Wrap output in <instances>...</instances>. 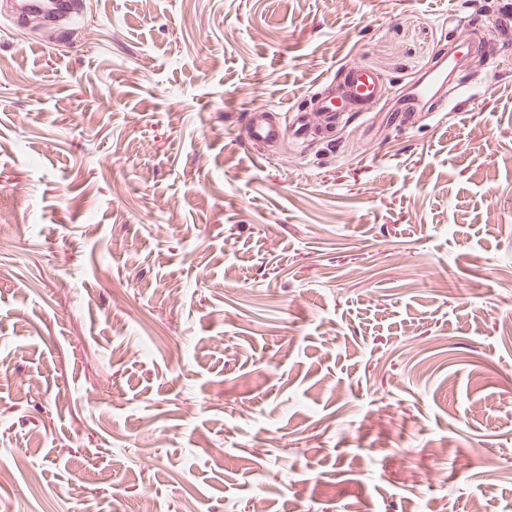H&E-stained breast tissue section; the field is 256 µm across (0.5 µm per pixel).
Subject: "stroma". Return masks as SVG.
I'll list each match as a JSON object with an SVG mask.
<instances>
[{
    "mask_svg": "<svg viewBox=\"0 0 512 512\" xmlns=\"http://www.w3.org/2000/svg\"><path fill=\"white\" fill-rule=\"evenodd\" d=\"M0 0V512H512V0ZM352 63L332 141L241 128ZM45 0H22L24 5L16 11L14 22L24 25L26 21L40 19L46 22L57 21L75 7L74 1H57L51 7H47ZM55 10V11H53ZM448 87V63L445 61L443 66H439L432 70L421 83L417 85L411 97L407 99L405 105L414 106L417 103L425 102L428 105H432L437 109L438 112L446 110L448 103L456 100L461 96L459 93L457 96L448 99L442 98L437 100L440 91L444 88L447 90ZM323 88L317 103L321 110H335L334 101L341 99L350 104L349 112H366L381 97L383 82L369 70L345 64L343 79L336 84V76L330 77L323 81ZM330 113L331 120L321 133V137L328 140H332L336 133V116L340 118L343 112Z\"/></svg>",
    "mask_w": 512,
    "mask_h": 512,
    "instance_id": "stroma-1",
    "label": "stroma"
}]
</instances>
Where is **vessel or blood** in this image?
Returning a JSON list of instances; mask_svg holds the SVG:
<instances>
[{"instance_id": "vessel-or-blood-1", "label": "vessel or blood", "mask_w": 512, "mask_h": 512, "mask_svg": "<svg viewBox=\"0 0 512 512\" xmlns=\"http://www.w3.org/2000/svg\"><path fill=\"white\" fill-rule=\"evenodd\" d=\"M22 7L17 10L15 21L24 24L33 19L53 22L73 9L72 0H55L53 6H46L44 0H22ZM448 85V68L440 66L432 70L417 85L408 105L426 103L437 111H445L448 101L441 98L440 92ZM383 90V82L375 73L353 64L345 65L342 80L328 78L323 83V92L318 99L320 109L331 111L336 100L347 101L351 111L364 112L377 101ZM243 137L255 147L270 148L283 139L290 138L304 143L311 137L310 116L305 112L284 114L268 106H256L247 112Z\"/></svg>"}]
</instances>
